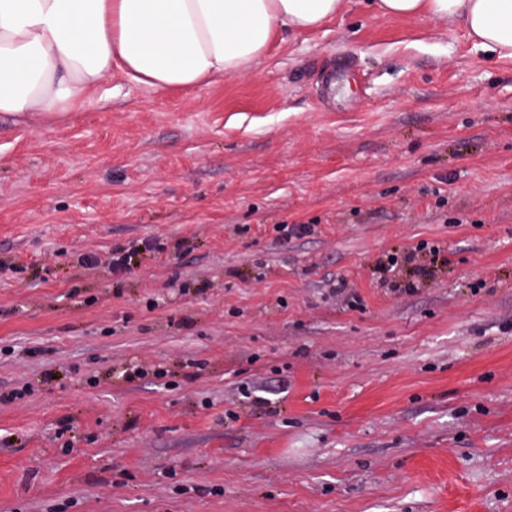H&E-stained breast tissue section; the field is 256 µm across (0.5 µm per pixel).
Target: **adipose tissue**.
<instances>
[{"label":"adipose tissue","instance_id":"obj_1","mask_svg":"<svg viewBox=\"0 0 512 512\" xmlns=\"http://www.w3.org/2000/svg\"><path fill=\"white\" fill-rule=\"evenodd\" d=\"M343 0H0V115L55 122L120 73L154 91L250 69L282 28L309 30ZM392 17L456 22L512 58V0H370Z\"/></svg>","mask_w":512,"mask_h":512}]
</instances>
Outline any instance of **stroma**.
Wrapping results in <instances>:
<instances>
[{"mask_svg":"<svg viewBox=\"0 0 512 512\" xmlns=\"http://www.w3.org/2000/svg\"><path fill=\"white\" fill-rule=\"evenodd\" d=\"M106 86L0 115V512H512V59L345 0L246 72ZM420 240L448 267L394 294ZM153 245L149 241H142L141 243H131L128 248L120 250H112V256L106 262L112 274L125 272L130 268L132 259L144 252H152ZM446 266L448 258L440 246L421 240L414 246L384 254L373 269L381 284L403 294L414 293L419 285L436 281ZM404 271L409 278H400Z\"/></svg>","mask_w":512,"mask_h":512,"instance_id":"stroma-1","label":"stroma"}]
</instances>
